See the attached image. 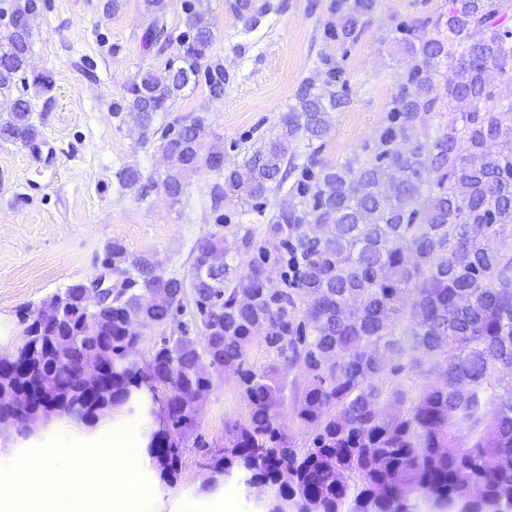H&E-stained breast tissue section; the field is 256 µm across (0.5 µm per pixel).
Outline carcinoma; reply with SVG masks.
<instances>
[{
    "label": "carcinoma",
    "instance_id": "obj_1",
    "mask_svg": "<svg viewBox=\"0 0 512 512\" xmlns=\"http://www.w3.org/2000/svg\"><path fill=\"white\" fill-rule=\"evenodd\" d=\"M375 7V0H336L337 23L325 39L356 40ZM229 8L251 30L270 4L229 0ZM41 10L36 0H14L0 35V112L8 113L0 140L22 145L38 135L18 81ZM185 13L178 36L160 16L147 32L161 51L179 46L167 76L137 75L112 106L114 117L125 111L145 131L163 121L161 148L172 163L158 182L129 166L120 185L139 187L143 199L159 184L178 202L184 172L205 169L220 178L210 192L215 208L234 199L261 208L286 185L291 202L260 236L238 225L253 256L224 249V269L192 288L202 345L176 324L184 280L125 266V247L112 241L106 263L119 280L112 308L98 314L103 330L84 334L79 287L44 300L43 307L65 300L66 318L22 341L16 355L32 362L27 371L0 370V413L26 391L56 407L84 397L76 369L95 355L107 370L100 418L123 411L135 391L154 399L165 389L163 424L149 451L160 477L172 481L198 424L193 399L212 387L205 356L214 369L233 371L247 408L244 420L225 423L213 475L239 469L247 484L302 512H408L414 496L442 512H512V246L488 245L512 240V0H448L446 13L398 24L405 81L377 138L363 147L367 158L334 165L320 154L332 112L349 99L345 71L329 55L320 57L324 76L300 82L277 133L240 165L225 163L218 146L203 151V118L167 121L168 102L189 83L204 82L220 100L229 82L224 65L208 56L213 30L204 12L185 0ZM429 29L436 36L426 37ZM449 59L452 74L441 82ZM490 69L503 76L499 84L485 82ZM434 112L441 113L435 125ZM313 224L332 232L315 239ZM224 244L216 234L200 240L192 270ZM153 288L174 297L155 305ZM131 316L144 328L171 330L133 368L126 358L140 332L129 327ZM256 340L299 378L249 367ZM432 361L441 367L437 385L413 391L391 381L403 370L423 376ZM288 392L306 435L300 443L278 413ZM385 405L397 413L384 415Z\"/></svg>",
    "mask_w": 512,
    "mask_h": 512
}]
</instances>
